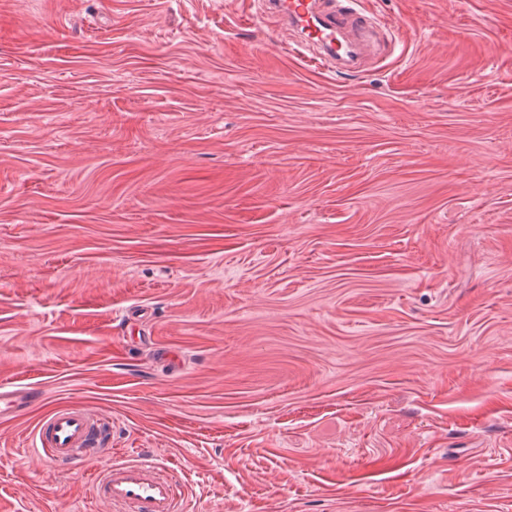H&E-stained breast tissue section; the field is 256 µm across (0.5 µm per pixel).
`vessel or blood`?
Returning <instances> with one entry per match:
<instances>
[{
  "instance_id": "vessel-or-blood-1",
  "label": "vessel or blood",
  "mask_w": 512,
  "mask_h": 512,
  "mask_svg": "<svg viewBox=\"0 0 512 512\" xmlns=\"http://www.w3.org/2000/svg\"><path fill=\"white\" fill-rule=\"evenodd\" d=\"M265 11L297 31L300 48H314L323 66L356 69L370 52L371 41L382 23L351 5L324 6L322 0H264ZM39 389L17 387L0 391V417L26 414L39 398ZM111 421L88 408H61L43 418L34 437L36 450L51 463L74 465L102 456L110 449ZM94 497L130 512H182L172 477L156 464L131 459L116 462L96 476Z\"/></svg>"
}]
</instances>
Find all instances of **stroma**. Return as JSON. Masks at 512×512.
<instances>
[{
    "label": "stroma",
    "instance_id": "obj_1",
    "mask_svg": "<svg viewBox=\"0 0 512 512\" xmlns=\"http://www.w3.org/2000/svg\"><path fill=\"white\" fill-rule=\"evenodd\" d=\"M345 76L260 0H0V512H512V0H357ZM111 418L67 471L59 408ZM40 390L32 387H17L0 391V417L15 419L24 416L29 407L39 398ZM112 422L88 408H61L37 425L34 447L51 463L79 464L110 449ZM94 497L112 506H127L129 512H181L182 501L172 477L156 464L131 459L116 462L96 476Z\"/></svg>",
    "mask_w": 512,
    "mask_h": 512
}]
</instances>
